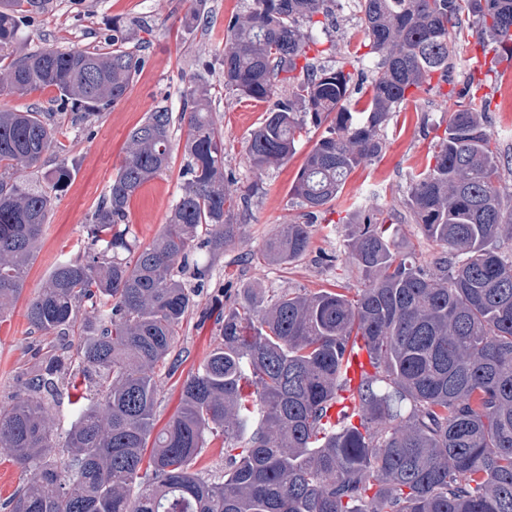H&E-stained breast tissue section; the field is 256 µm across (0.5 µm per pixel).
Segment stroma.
<instances>
[{
	"instance_id": "35a3bbf8",
	"label": "stroma",
	"mask_w": 512,
	"mask_h": 512,
	"mask_svg": "<svg viewBox=\"0 0 512 512\" xmlns=\"http://www.w3.org/2000/svg\"><path fill=\"white\" fill-rule=\"evenodd\" d=\"M191 4L192 0H50L47 10L35 15L22 30L18 44L22 52L41 46L102 49L115 31L126 38L145 40L147 47L141 70L126 95L86 119L74 104L62 107L51 102L46 91L0 95V108L25 111L39 107L56 113L65 132L63 156L73 170L44 226L24 290L7 320L0 323V404L11 400L25 369L38 361L36 348L41 336L32 332L26 318L29 299L44 285L57 262L82 250L88 218L123 163L131 130L160 103L180 114L183 91L191 81L200 80L211 87L213 117L224 131L228 188L235 191L259 179L263 190L239 216L236 240L213 263L211 276L184 321L173 352L156 373L157 425H164L176 412L185 378L213 347L220 330L217 317L225 304L223 288L257 285L272 293L286 288L317 291L361 287L355 268L342 263L330 266L321 260L322 254L336 252L342 244L348 232L344 219L354 206L376 215L394 214L399 221L396 249L415 250L425 266H434L444 255L423 236L405 208L407 174L411 169L424 168L435 128L448 121V103L431 93L393 114L385 130L382 154L349 176L332 210L313 225L308 255L289 266L263 261L260 254L265 240L298 218L300 209L290 198V186L323 130L309 128L286 164L256 176L246 159L245 139L258 125L266 105L226 96L221 65L224 25L232 14L243 11L244 0H205L199 18L189 26L185 17ZM495 102L497 110L491 115L489 129L498 138L503 155L512 157V66L501 70ZM184 134V127L175 128L168 169L145 184L130 203L127 222L137 245H148L158 236L181 193Z\"/></svg>"
}]
</instances>
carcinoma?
Returning <instances> with one entry per match:
<instances>
[{
  "instance_id": "1",
  "label": "carcinoma",
  "mask_w": 512,
  "mask_h": 512,
  "mask_svg": "<svg viewBox=\"0 0 512 512\" xmlns=\"http://www.w3.org/2000/svg\"><path fill=\"white\" fill-rule=\"evenodd\" d=\"M333 0H250L224 27L225 93L273 101L245 153L260 175L288 162L307 123L330 125L289 194L303 210L267 241L276 265L303 259L312 224L359 166L378 157L390 116L420 91L454 109L424 169L409 174L407 208L450 259L426 269L398 252V227L360 209L341 253L363 277L354 295L246 288L218 314L220 336L183 383L180 405L154 432L156 368L171 354L196 291L224 254L239 212L258 193L224 184V135L204 82L184 91L185 182L163 231L135 248L125 220L136 193L169 165L172 112L155 106L126 142L125 160L86 225L80 254L59 261L27 306L43 354L10 404L0 448L37 477L4 512H512V198L487 129L495 89L457 55L512 57V0H355L364 38L336 59L320 50ZM48 0H0V93L49 89L92 116L120 101L142 67V42L43 47L17 54L23 24ZM374 61L357 79L349 65ZM451 89L443 91V86ZM357 99H352L353 95ZM53 113L0 110V322L22 294L58 195L71 180ZM374 371L351 387L347 349ZM73 408L58 431L53 410ZM342 405L344 419L330 411ZM224 438V474L193 469L207 436Z\"/></svg>"
}]
</instances>
